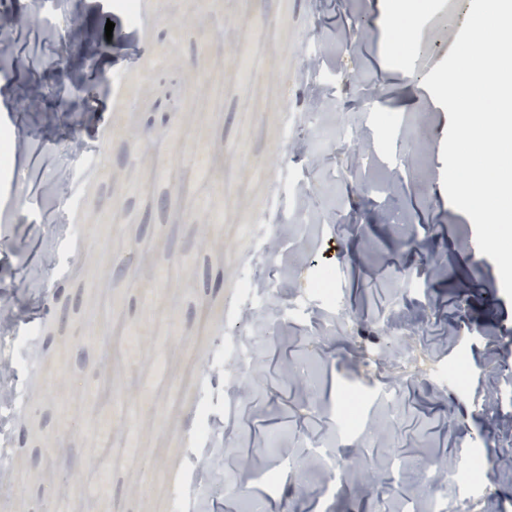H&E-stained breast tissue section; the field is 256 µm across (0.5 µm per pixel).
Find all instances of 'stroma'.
Instances as JSON below:
<instances>
[{"label":"stroma","mask_w":512,"mask_h":512,"mask_svg":"<svg viewBox=\"0 0 512 512\" xmlns=\"http://www.w3.org/2000/svg\"><path fill=\"white\" fill-rule=\"evenodd\" d=\"M392 2L141 0L135 23L70 0L90 33L73 40L64 21L48 39L27 25L29 0H0L23 22L0 54V110L13 139L38 137L13 152L14 178L0 176L11 193L0 202V297L21 312L13 378L33 396L7 436L0 512H174L176 486L203 455L191 436L204 399L225 446L250 461L197 487L206 512L411 510L428 462L451 460L464 477L486 453L512 457V299L445 194L449 119L421 94L471 0H447L445 21L404 56L390 41ZM314 54L310 85L298 74ZM286 109L311 116L303 150L283 134ZM74 139L84 148L65 157ZM199 152L209 174L191 163ZM62 164L73 174L64 201L48 194ZM277 177L305 197L299 210L284 202L294 233L274 255L276 314L260 332L229 312L240 280L259 273L245 227ZM326 268L344 315L334 323L306 285ZM110 322L116 376L101 342ZM396 323L416 329L424 364L393 417L362 352L392 357ZM233 333L254 342L258 365L239 392L218 359ZM460 359L463 387L442 375ZM105 377L108 453L87 401ZM353 388L375 404L357 430L342 419ZM322 430L351 456L330 497L305 448ZM90 457L112 468L100 498L87 492Z\"/></svg>","instance_id":"35a3bbf8"}]
</instances>
